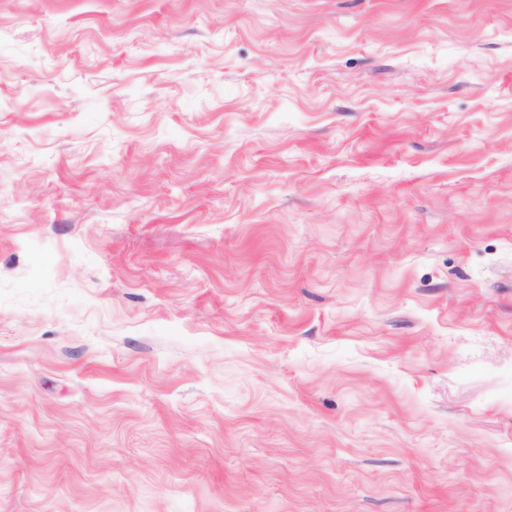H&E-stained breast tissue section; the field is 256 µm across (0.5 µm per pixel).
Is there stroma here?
Masks as SVG:
<instances>
[{"label": "stroma", "mask_w": 512, "mask_h": 512, "mask_svg": "<svg viewBox=\"0 0 512 512\" xmlns=\"http://www.w3.org/2000/svg\"><path fill=\"white\" fill-rule=\"evenodd\" d=\"M0 512H512V0H0Z\"/></svg>", "instance_id": "stroma-1"}]
</instances>
